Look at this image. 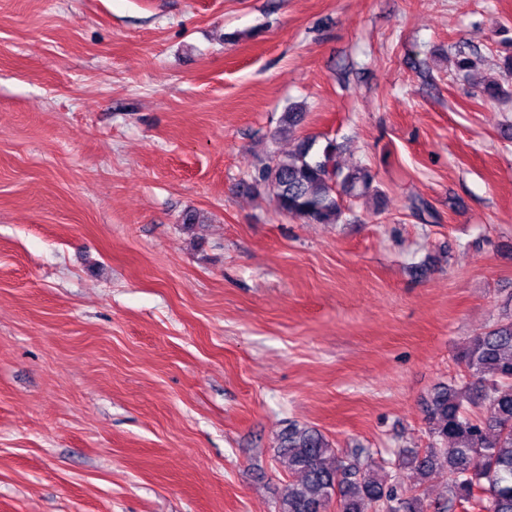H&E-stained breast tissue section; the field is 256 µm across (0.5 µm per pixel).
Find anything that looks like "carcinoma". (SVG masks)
<instances>
[{"label":"carcinoma","mask_w":512,"mask_h":512,"mask_svg":"<svg viewBox=\"0 0 512 512\" xmlns=\"http://www.w3.org/2000/svg\"><path fill=\"white\" fill-rule=\"evenodd\" d=\"M511 78L512 60L486 92L504 94ZM303 116L302 106H289L281 129H295ZM336 150L330 140L318 148L315 139H300L256 168L251 188L267 192L301 224H335L344 214L342 194L364 196L376 179L363 166L343 172ZM463 362L465 373L435 387L425 403L426 451L402 456L392 477L379 472L366 449L339 458L318 429L289 425L277 460L297 480L288 483L278 512H329L335 502L340 512H456L465 503L472 512H512V319L471 337ZM440 466L448 471V496L427 504L409 494L405 472L421 485Z\"/></svg>","instance_id":"1"}]
</instances>
